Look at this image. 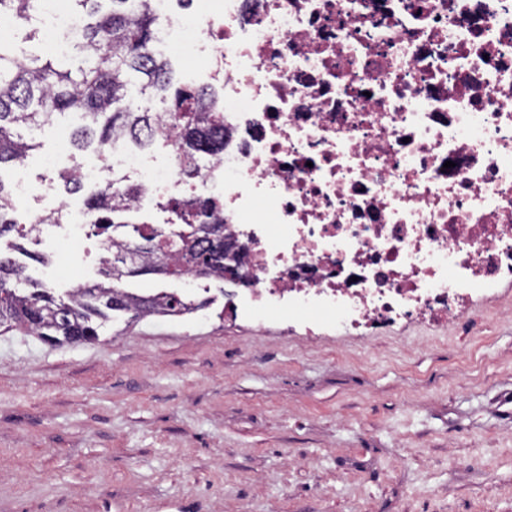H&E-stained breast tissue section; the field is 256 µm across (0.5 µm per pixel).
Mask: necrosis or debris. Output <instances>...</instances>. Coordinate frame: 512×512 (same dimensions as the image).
Segmentation results:
<instances>
[{"instance_id": "necrosis-or-debris-1", "label": "necrosis or debris", "mask_w": 512, "mask_h": 512, "mask_svg": "<svg viewBox=\"0 0 512 512\" xmlns=\"http://www.w3.org/2000/svg\"><path fill=\"white\" fill-rule=\"evenodd\" d=\"M155 45L201 53L219 83L220 158L198 188L248 240V315L309 336L468 318L512 285V0H201ZM43 39L83 28L40 0ZM150 197L187 194L175 162L117 142Z\"/></svg>"}]
</instances>
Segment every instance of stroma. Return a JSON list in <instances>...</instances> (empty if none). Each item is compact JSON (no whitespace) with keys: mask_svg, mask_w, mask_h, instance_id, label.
<instances>
[{"mask_svg":"<svg viewBox=\"0 0 512 512\" xmlns=\"http://www.w3.org/2000/svg\"><path fill=\"white\" fill-rule=\"evenodd\" d=\"M78 123L41 135L34 192L65 199L44 158ZM18 242L56 292L100 278L87 229L0 251ZM194 285L205 308L116 312L92 344L0 332V512H512V287L467 328L366 338L236 319L245 287Z\"/></svg>","mask_w":512,"mask_h":512,"instance_id":"stroma-1","label":"stroma"}]
</instances>
